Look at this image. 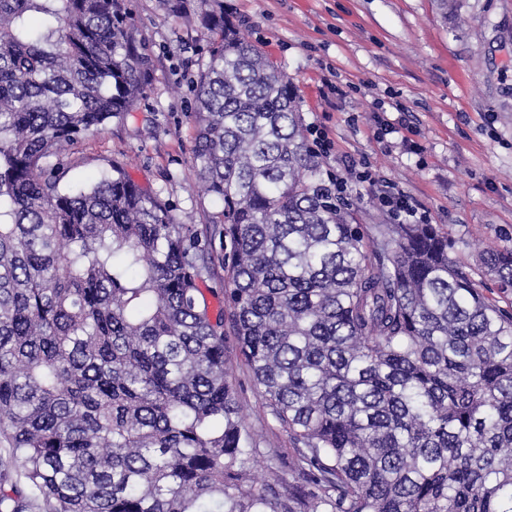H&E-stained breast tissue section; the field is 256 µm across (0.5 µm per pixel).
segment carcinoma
Returning <instances> with one entry per match:
<instances>
[{
    "instance_id": "obj_1",
    "label": "carcinoma",
    "mask_w": 512,
    "mask_h": 512,
    "mask_svg": "<svg viewBox=\"0 0 512 512\" xmlns=\"http://www.w3.org/2000/svg\"><path fill=\"white\" fill-rule=\"evenodd\" d=\"M157 3L208 35L202 230L118 161L77 187L61 160L151 85L128 0H0V512H512V312L434 225L355 223L224 0ZM476 263L512 296V250ZM226 314L289 481L245 423Z\"/></svg>"
}]
</instances>
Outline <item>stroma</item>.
I'll use <instances>...</instances> for the list:
<instances>
[{"label": "stroma", "instance_id": "obj_1", "mask_svg": "<svg viewBox=\"0 0 512 512\" xmlns=\"http://www.w3.org/2000/svg\"><path fill=\"white\" fill-rule=\"evenodd\" d=\"M224 11L291 77L304 123L330 129L336 155L324 170L345 155L369 161L377 182L406 191L456 241L465 271L479 248H512V0H453L446 14L438 0H224ZM131 12L155 60L150 90L133 116L75 146L73 175L90 184L122 161L181 223L201 227L222 208L199 193L192 154L194 61L206 38L156 0H131ZM329 77L357 94L324 100ZM395 99L405 113L391 110ZM381 103L409 138H377ZM233 374L261 446L289 451L247 368L234 363Z\"/></svg>", "mask_w": 512, "mask_h": 512}]
</instances>
